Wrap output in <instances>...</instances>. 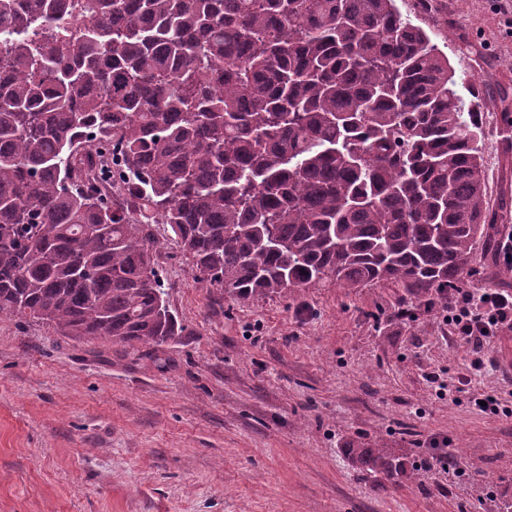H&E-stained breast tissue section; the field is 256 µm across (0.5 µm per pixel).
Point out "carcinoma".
<instances>
[{"instance_id": "obj_1", "label": "carcinoma", "mask_w": 512, "mask_h": 512, "mask_svg": "<svg viewBox=\"0 0 512 512\" xmlns=\"http://www.w3.org/2000/svg\"><path fill=\"white\" fill-rule=\"evenodd\" d=\"M0 33V316L176 339L154 224L241 299L444 300L492 243L466 78L396 0H0ZM97 138L127 173L110 207L75 186Z\"/></svg>"}]
</instances>
